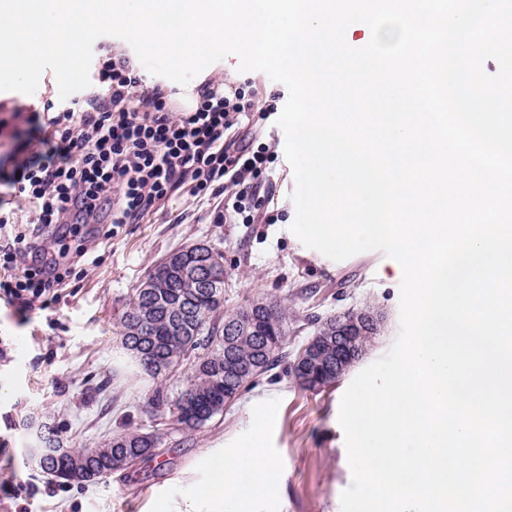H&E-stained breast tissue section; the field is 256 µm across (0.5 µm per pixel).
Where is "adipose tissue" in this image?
<instances>
[{
  "label": "adipose tissue",
  "mask_w": 512,
  "mask_h": 512,
  "mask_svg": "<svg viewBox=\"0 0 512 512\" xmlns=\"http://www.w3.org/2000/svg\"><path fill=\"white\" fill-rule=\"evenodd\" d=\"M274 467V461L262 449L230 448L214 461L210 480L190 487L187 494L196 500L222 501L224 512H242L244 503L263 492L266 477Z\"/></svg>",
  "instance_id": "obj_1"
}]
</instances>
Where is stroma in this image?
Returning <instances> with one entry per match:
<instances>
[{
	"instance_id": "obj_1",
	"label": "stroma",
	"mask_w": 512,
	"mask_h": 512,
	"mask_svg": "<svg viewBox=\"0 0 512 512\" xmlns=\"http://www.w3.org/2000/svg\"><path fill=\"white\" fill-rule=\"evenodd\" d=\"M239 63L237 56H227L223 74L203 71L193 82L233 86L249 77L263 95L287 100L284 85L261 72L244 75ZM59 102L49 70L34 94L0 93V142L12 139V113L26 116ZM276 119L273 112L252 114L274 153L269 177L274 223H225L217 198L193 195L185 183L140 223L99 238L95 263L74 267L44 308L22 315L0 299V512H224L218 501L188 502L186 489L208 482L216 456L251 442L277 469L244 512H340V495L352 473L338 414L352 375L308 391L276 369L243 390L224 414L188 430L170 416L144 411L143 395L155 382L120 343L119 318L134 288L172 251L204 244L224 255L225 311L259 297L286 301L296 316L291 336L297 349L312 335L315 318L370 305L384 320L356 370L390 350L399 332L394 261L378 251L334 261L290 232L295 181ZM34 419L59 424L71 448L100 447L126 430L155 434L159 445L131 469L93 484L66 486L29 461Z\"/></svg>"
}]
</instances>
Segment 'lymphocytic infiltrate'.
I'll use <instances>...</instances> for the list:
<instances>
[{"label":"lymphocytic infiltrate","mask_w":512,"mask_h":512,"mask_svg":"<svg viewBox=\"0 0 512 512\" xmlns=\"http://www.w3.org/2000/svg\"><path fill=\"white\" fill-rule=\"evenodd\" d=\"M98 93L41 119L29 115L0 154V281L19 313L45 306L70 266L87 262L97 238L134 224L172 186L225 190L229 224H269L268 171L274 155L252 134L260 94L254 81L205 83L196 106L173 113L162 89L143 91L129 60H104ZM24 202L20 223L12 205Z\"/></svg>","instance_id":"lymphocytic-infiltrate-1"}]
</instances>
